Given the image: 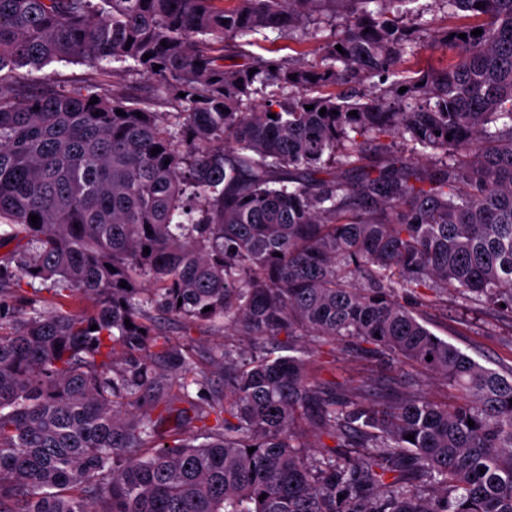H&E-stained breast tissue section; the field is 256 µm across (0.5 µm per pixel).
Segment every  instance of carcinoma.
I'll return each mask as SVG.
<instances>
[{
  "label": "carcinoma",
  "mask_w": 512,
  "mask_h": 512,
  "mask_svg": "<svg viewBox=\"0 0 512 512\" xmlns=\"http://www.w3.org/2000/svg\"><path fill=\"white\" fill-rule=\"evenodd\" d=\"M413 2L0 0V512H512V373L399 300L512 313V0H433L432 36ZM338 18L315 64H225L229 38ZM429 36L445 63L351 87ZM60 59L125 63L177 111L27 86ZM161 316L253 342L213 353L224 399L190 396L208 378ZM353 342L459 402L325 390L309 354ZM309 428L371 452L317 458Z\"/></svg>",
  "instance_id": "carcinoma-1"
}]
</instances>
